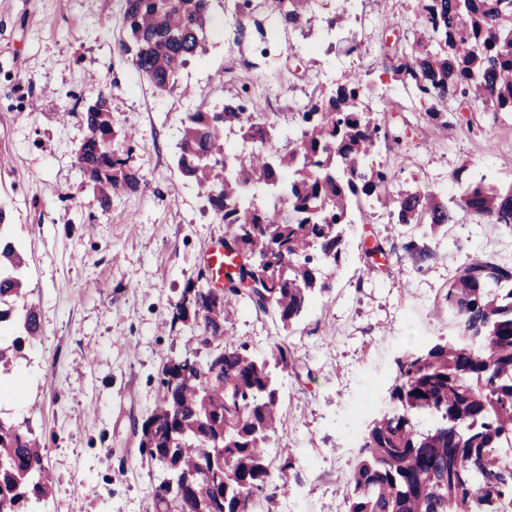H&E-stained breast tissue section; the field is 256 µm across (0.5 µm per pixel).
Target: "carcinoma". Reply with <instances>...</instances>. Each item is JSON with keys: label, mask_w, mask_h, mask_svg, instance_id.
Masks as SVG:
<instances>
[{"label": "carcinoma", "mask_w": 512, "mask_h": 512, "mask_svg": "<svg viewBox=\"0 0 512 512\" xmlns=\"http://www.w3.org/2000/svg\"><path fill=\"white\" fill-rule=\"evenodd\" d=\"M409 2L420 33L381 65L433 101L431 130L448 129L452 102L512 112V0ZM209 8L210 0H124L121 49L155 90L174 89L181 69L202 53ZM258 10L284 29L319 28L329 49L355 44L339 39L340 17H318L311 0H234L236 37ZM369 94L349 75L327 96L291 102L292 137L279 116L247 110L244 101L256 95L247 83L221 107L186 114L178 168L224 224L235 263L220 293L190 282L173 306L171 324H192V348L162 364L160 404L140 427L141 453L162 469L153 512H276L274 479L297 477L291 450L270 448L281 416L272 368L288 364L287 352L259 357L227 325L252 306L288 328L316 296L329 294L354 211L383 200L395 225L416 231L398 246L393 235L363 245L368 272L397 249L419 263L436 258L419 238L450 224L512 231V183L504 188L483 175L447 201L419 190L390 193L373 156L382 146L406 150L410 137L392 115L363 111ZM83 119L88 135L77 165L107 210L113 195L141 187L133 136L118 140L104 92ZM24 265L0 234V325L14 321L19 329L11 343L0 342V374L40 332L34 307L14 316L25 296ZM443 301L467 342L441 338L398 358L395 411L364 428L342 490L346 512H512V465L498 453L512 441V264L468 258ZM45 452L30 432L0 418V512H40L51 493ZM273 454L281 459L275 473Z\"/></svg>", "instance_id": "obj_1"}]
</instances>
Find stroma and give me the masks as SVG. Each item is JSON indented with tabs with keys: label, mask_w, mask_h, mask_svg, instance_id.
Returning a JSON list of instances; mask_svg holds the SVG:
<instances>
[{
	"label": "stroma",
	"mask_w": 512,
	"mask_h": 512,
	"mask_svg": "<svg viewBox=\"0 0 512 512\" xmlns=\"http://www.w3.org/2000/svg\"><path fill=\"white\" fill-rule=\"evenodd\" d=\"M123 10L124 0H0V223L24 255L25 302L40 324L9 374L21 396L0 399V417L47 450L52 493L42 512H151L161 471L143 459L138 429L161 399L159 367L184 353L190 334L189 325L171 324L172 307L224 239L223 224L178 169L186 113L221 106L244 82L261 87L259 111H286L292 99L320 91L315 74L337 58H261L254 27L235 40L224 0H211L205 53L159 93L120 50ZM359 14L346 25L368 52L345 58L335 79L355 72L391 87L419 122L424 104L408 100L375 53L389 23L413 35L416 14L404 0H365ZM102 89L111 93L116 131L137 134L132 163L145 180L106 210L76 162L88 133L81 114ZM470 122L476 132H467ZM378 159L398 189L452 196L482 174L512 184V113H463L427 154L384 150ZM389 230L388 207L365 208L330 296L292 327L251 309L229 327L259 356L283 341L299 362L279 374L278 445L292 450L300 480L278 486V512H345L336 487L354 466L346 443L362 426L356 408L370 389L387 397L405 352L441 337L462 340L442 298L469 253L512 264L505 231L469 221L428 239L438 254L428 266L393 255L364 274L362 242Z\"/></svg>",
	"instance_id": "35a3bbf8"
}]
</instances>
